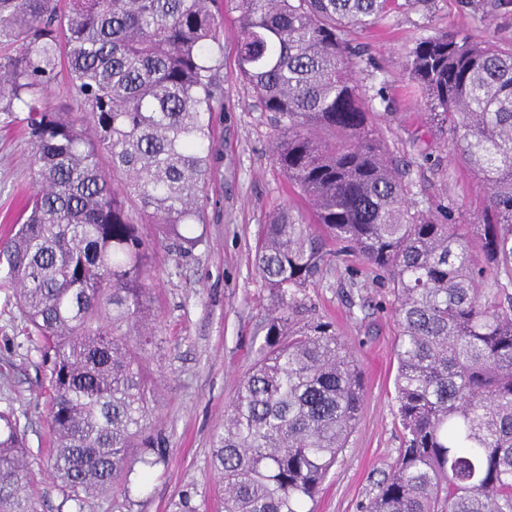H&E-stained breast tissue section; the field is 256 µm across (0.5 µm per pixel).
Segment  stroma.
I'll list each match as a JSON object with an SVG mask.
<instances>
[{
    "instance_id": "obj_1",
    "label": "stroma",
    "mask_w": 512,
    "mask_h": 512,
    "mask_svg": "<svg viewBox=\"0 0 512 512\" xmlns=\"http://www.w3.org/2000/svg\"><path fill=\"white\" fill-rule=\"evenodd\" d=\"M451 27L510 43L512 4L475 9L466 0H427L420 10L403 8L374 28L350 33L353 45L374 63L361 75L364 85L384 93L373 102L385 117L382 132L398 157L411 161L419 199L434 213L451 199L475 200L478 180L450 159L442 136L426 120L404 65L420 39ZM233 28L232 15H225L224 109L215 115L213 174L204 188L206 241L184 261L161 253L153 264L158 323L147 353L155 381L147 432L158 438L165 462L150 473L143 495L128 501L116 488L88 499L83 512H177L185 495L195 512H224L214 495L212 436L223 428L238 382L265 341L274 305L255 269V242L282 206L301 205L274 162L272 115L255 107L252 88L239 76ZM23 118L20 112L8 120L0 117V242L11 235L12 221L35 187ZM352 268L358 272L355 293L349 286ZM301 299L295 321L333 322L364 372L359 420L314 509L361 512L401 448L393 297L374 270L349 252L328 262ZM49 392V373L27 338L13 291L1 286L0 409L12 407L25 427L39 512H69L47 467Z\"/></svg>"
}]
</instances>
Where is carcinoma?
<instances>
[{"mask_svg": "<svg viewBox=\"0 0 512 512\" xmlns=\"http://www.w3.org/2000/svg\"><path fill=\"white\" fill-rule=\"evenodd\" d=\"M400 7L0 0V113H26L36 184L0 259L50 363V475L74 512L115 483L132 500L163 462L146 436L152 262L202 242L228 11L239 74L272 113L275 163L310 216L282 207L256 245L276 315L213 437L224 512H311L359 419L353 351L331 324L291 317L337 246L387 280L398 326L403 448L364 512H512V45L446 31L406 60L482 190L475 207H443L447 224L415 200L370 105L382 91L360 79L371 62L349 39ZM62 68L87 112L47 102ZM468 216L466 238L451 220ZM27 455L25 428L0 409V512H38Z\"/></svg>", "mask_w": 512, "mask_h": 512, "instance_id": "cac0c4a2", "label": "carcinoma"}]
</instances>
